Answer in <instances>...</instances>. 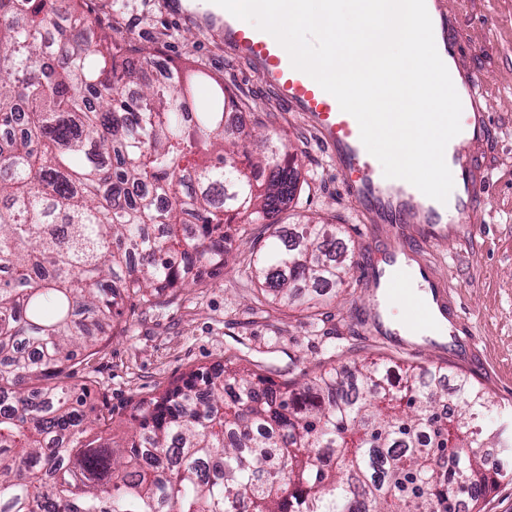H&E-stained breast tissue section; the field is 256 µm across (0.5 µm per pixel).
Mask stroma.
Segmentation results:
<instances>
[{
    "instance_id": "stroma-1",
    "label": "stroma",
    "mask_w": 512,
    "mask_h": 512,
    "mask_svg": "<svg viewBox=\"0 0 512 512\" xmlns=\"http://www.w3.org/2000/svg\"><path fill=\"white\" fill-rule=\"evenodd\" d=\"M444 3L468 34L463 63L479 69L483 80L492 124L482 151L489 180L474 224L461 225L454 236L422 241L410 231L405 242L413 261L430 265L439 287L449 290V303L475 342L473 351L453 357L425 342L377 331L364 264L387 246L389 233L363 223L342 192V173L307 119L282 106L246 58L225 46L216 31L172 14L169 0H92L95 33L122 48H143L171 66L193 62L244 99L246 130L281 138L300 164L298 213L342 225L343 239L356 253L346 285L326 301L319 323L298 308L254 309L258 290L245 268L270 234L262 224L247 225L233 261L219 275L163 299L160 307L116 317L98 352H79L73 361L93 397H106L116 444L125 441L134 401L159 395L192 372L218 367L225 353L239 349L291 376L364 358L403 368L440 367L489 392L496 405L481 424L512 434V0ZM487 454L493 463L489 488L469 512H512V449L491 448Z\"/></svg>"
}]
</instances>
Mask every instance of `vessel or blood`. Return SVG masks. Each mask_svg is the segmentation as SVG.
<instances>
[{"label":"vessel or blood","mask_w":512,"mask_h":512,"mask_svg":"<svg viewBox=\"0 0 512 512\" xmlns=\"http://www.w3.org/2000/svg\"><path fill=\"white\" fill-rule=\"evenodd\" d=\"M171 5L174 15L218 31L225 45L249 61L255 76L274 90L289 111L308 119L342 171L343 191L365 223L386 225L395 236L407 225L421 224L432 237L452 225L470 223L481 206L487 180L476 170V156L490 118L480 74L460 60L459 45L465 33L442 11L431 15L434 39L447 69L460 75L455 88L462 102V130L447 145L454 188L444 203L428 198L404 180L385 178L380 162L360 139L357 120L343 112L337 100L309 75L293 68L287 51L272 35L246 26L213 0H172ZM401 262V251L386 252L381 259L370 261L366 274L380 288L382 298L406 299L404 326L408 333L418 334L431 327L435 311H446L445 293L437 287L429 267H418L415 276L409 277L400 271Z\"/></svg>","instance_id":"obj_1"}]
</instances>
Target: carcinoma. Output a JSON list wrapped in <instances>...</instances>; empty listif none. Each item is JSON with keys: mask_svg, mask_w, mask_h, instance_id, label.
Instances as JSON below:
<instances>
[{"mask_svg": "<svg viewBox=\"0 0 512 512\" xmlns=\"http://www.w3.org/2000/svg\"><path fill=\"white\" fill-rule=\"evenodd\" d=\"M88 0H0V512H459L489 484L503 431L457 427L493 407L440 369L355 362L302 381L235 353L131 407L116 454L112 410L74 381L77 349L130 298L151 308L221 272L244 224L273 227L248 276L263 300L311 304L340 288L354 250L340 227L280 215L301 192L279 139L249 149L227 113L247 104L184 63L119 61L91 38ZM211 83L210 102L195 92ZM265 448L279 449L271 462Z\"/></svg>", "mask_w": 512, "mask_h": 512, "instance_id": "carcinoma-1", "label": "carcinoma"}]
</instances>
